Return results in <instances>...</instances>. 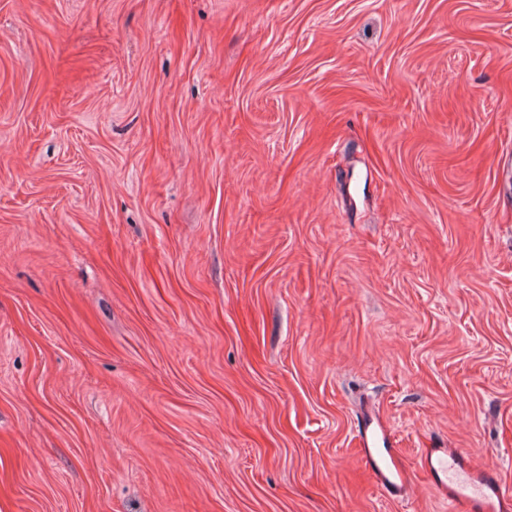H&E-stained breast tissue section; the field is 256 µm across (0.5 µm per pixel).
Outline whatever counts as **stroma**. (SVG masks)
Here are the masks:
<instances>
[{"label": "stroma", "mask_w": 512, "mask_h": 512, "mask_svg": "<svg viewBox=\"0 0 512 512\" xmlns=\"http://www.w3.org/2000/svg\"><path fill=\"white\" fill-rule=\"evenodd\" d=\"M512 487V0H0V512H449ZM357 454L374 484L393 500L408 496L413 484V467L396 448H377L382 439L393 446L394 439L374 408L366 409L357 419ZM417 466L455 512L512 511V490L502 484L499 467L474 466L463 448H426Z\"/></svg>", "instance_id": "stroma-1"}]
</instances>
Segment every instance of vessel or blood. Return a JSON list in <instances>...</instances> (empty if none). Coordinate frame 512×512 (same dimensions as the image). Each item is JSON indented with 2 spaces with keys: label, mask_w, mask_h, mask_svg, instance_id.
<instances>
[{
  "label": "vessel or blood",
  "mask_w": 512,
  "mask_h": 512,
  "mask_svg": "<svg viewBox=\"0 0 512 512\" xmlns=\"http://www.w3.org/2000/svg\"><path fill=\"white\" fill-rule=\"evenodd\" d=\"M356 432L358 458L389 498L407 497L418 470L453 512H512V489L502 484L496 464L474 466L461 448H428L418 463H410L391 448L392 437L372 408L360 414Z\"/></svg>",
  "instance_id": "obj_1"
}]
</instances>
